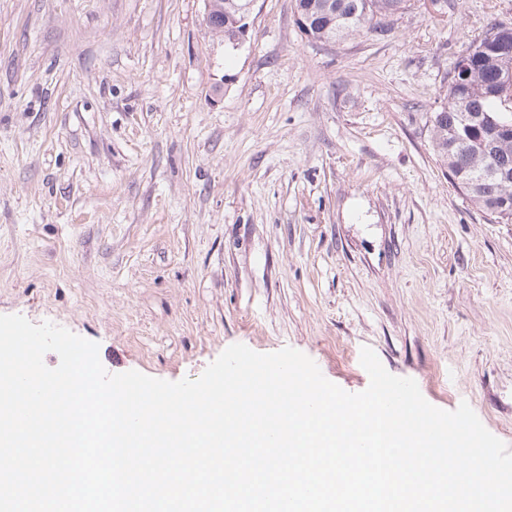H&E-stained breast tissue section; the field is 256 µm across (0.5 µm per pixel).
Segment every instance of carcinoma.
<instances>
[{"instance_id": "1", "label": "carcinoma", "mask_w": 512, "mask_h": 512, "mask_svg": "<svg viewBox=\"0 0 512 512\" xmlns=\"http://www.w3.org/2000/svg\"><path fill=\"white\" fill-rule=\"evenodd\" d=\"M411 0H299L298 25L310 42H342L383 36L381 21L410 8ZM491 25L464 55L465 71L449 78L445 102L437 109L444 118L430 124L434 154L448 169L454 186L497 223L512 222V97L496 91L498 71L512 66V57L498 53ZM503 168L508 176L493 177Z\"/></svg>"}]
</instances>
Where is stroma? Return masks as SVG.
I'll list each match as a JSON object with an SVG mask.
<instances>
[{
    "label": "stroma",
    "instance_id": "obj_1",
    "mask_svg": "<svg viewBox=\"0 0 512 512\" xmlns=\"http://www.w3.org/2000/svg\"><path fill=\"white\" fill-rule=\"evenodd\" d=\"M411 3L315 44L294 0H256L235 47L204 0H0V315L167 381L241 343L358 393L367 346L512 447V223L429 137L512 0Z\"/></svg>",
    "mask_w": 512,
    "mask_h": 512
}]
</instances>
